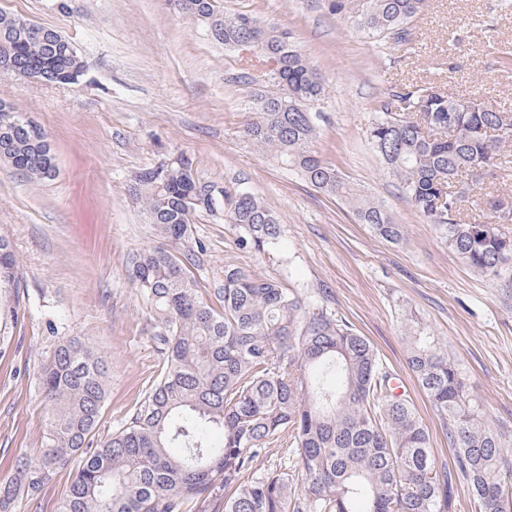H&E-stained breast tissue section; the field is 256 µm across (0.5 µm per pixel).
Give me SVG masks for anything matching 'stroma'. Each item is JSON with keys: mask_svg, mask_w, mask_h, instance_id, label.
I'll use <instances>...</instances> for the list:
<instances>
[{"mask_svg": "<svg viewBox=\"0 0 512 512\" xmlns=\"http://www.w3.org/2000/svg\"><path fill=\"white\" fill-rule=\"evenodd\" d=\"M220 3L226 14L291 33L327 85L315 150L383 201L405 237L383 240L342 201L259 152L242 128L268 64L216 43L163 0H0V12L72 40L84 62L73 86L0 75V100L45 130L58 162L56 178L45 182L0 162V235L21 277L19 320L0 357V480L11 477L19 454L45 440L40 372L63 338L84 337L107 366L97 438L120 429L156 379L152 312L129 278V260L160 239L134 184L142 170L180 154L201 181L252 193L282 226L280 246L244 253L223 214L197 216L194 237L205 250L194 273L202 284L219 287L225 265L247 266L304 289L347 320L414 403L438 466L452 467L453 452L406 363L412 322L460 365L485 423L512 432V303L409 204L369 140L381 103L416 85L512 106V69L499 63L512 52V0H428L403 42L364 33L332 0ZM73 474L70 466L59 470L12 512H56Z\"/></svg>", "mask_w": 512, "mask_h": 512, "instance_id": "35a3bbf8", "label": "stroma"}]
</instances>
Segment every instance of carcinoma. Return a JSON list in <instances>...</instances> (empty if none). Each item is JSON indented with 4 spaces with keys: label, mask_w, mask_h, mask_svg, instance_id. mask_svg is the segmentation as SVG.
<instances>
[{
    "label": "carcinoma",
    "mask_w": 512,
    "mask_h": 512,
    "mask_svg": "<svg viewBox=\"0 0 512 512\" xmlns=\"http://www.w3.org/2000/svg\"><path fill=\"white\" fill-rule=\"evenodd\" d=\"M229 47L254 40L272 64L274 90L255 98L243 134L260 151L296 170L313 187L345 201L357 221L390 243L404 239L384 205L360 193L313 150L312 112L326 86L290 33L219 0H165ZM426 0H334L358 25L405 40ZM32 22L0 13V56L16 71L41 72L53 85L79 81L76 45ZM370 128L375 151L422 218L458 257L512 301V192L493 188L501 151L512 147V110L480 98L452 97L435 86L397 92ZM13 110L0 117V162L36 181L57 165L47 139L32 137ZM507 128L509 134L492 135ZM193 163L175 160L136 178L158 236L135 255L130 279L152 305V338L162 356L154 384L130 420L89 447L106 395L100 357L79 336L62 340L40 375L51 405L48 441L21 454L0 481V512L34 497L58 470L78 460L57 512H449L453 480L467 484L474 512H512V457L502 433L487 427L465 391L458 364L430 333L405 332L406 362L441 417L454 450V472L438 468L412 401L394 394L393 373L347 321L279 278L224 266L213 290L193 275L204 248L193 240L200 212H212ZM490 186L489 220L471 219L464 203ZM224 217L237 245L264 253L281 243V224L253 194L224 189ZM20 276L0 236V356L19 319ZM290 439L292 459L263 474L252 464L265 447ZM302 479L303 488L294 487Z\"/></svg>",
    "instance_id": "cac0c4a2"
}]
</instances>
